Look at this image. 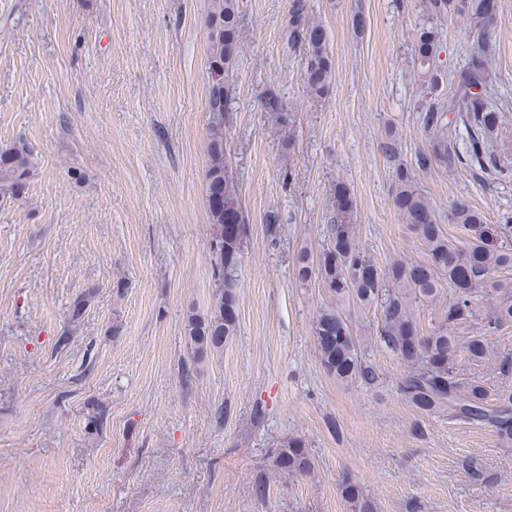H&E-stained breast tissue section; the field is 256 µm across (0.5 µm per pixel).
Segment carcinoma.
<instances>
[{"label":"carcinoma","mask_w":512,"mask_h":512,"mask_svg":"<svg viewBox=\"0 0 512 512\" xmlns=\"http://www.w3.org/2000/svg\"><path fill=\"white\" fill-rule=\"evenodd\" d=\"M490 0H422L423 11L433 19L455 10L468 18L478 47L465 65L448 77L452 95L448 102L432 101L424 109L422 123L432 148L416 155L412 168L399 163L395 168L393 204L405 223L422 242L426 258L422 262L397 260L385 270L360 248L353 227L354 203L349 190L336 184L334 206L336 220L329 226L330 246L319 255L303 248L299 251L295 274L305 283L312 279L326 288L332 305L315 317L313 337L317 360L327 375L349 384H375L378 375L367 364L353 336L346 316V305L355 302L375 305L381 312L377 342L383 344L407 366L398 381L402 398L417 412L433 414L448 411L453 417L494 429L503 443H512V389L492 395L481 384L458 378L457 363L464 356L471 362L491 357L487 337L498 327L512 323V213L504 212L493 230L485 227L484 216L464 197L454 200L448 211V223L475 231L474 239L454 244L448 240L433 213L430 201L420 191L415 173H427L438 164H446L448 150V113H465L468 133L467 161L481 171L490 170L504 179L512 178V167L501 163L485 143L498 129V112L489 98L493 90L488 43L494 14ZM240 0H210L208 66L223 64L224 81L209 86L206 109L212 119L206 170L207 198L220 201L209 208L214 239L211 243L215 292L210 313L191 314L187 319L188 339L194 353L202 357L221 353L224 341L237 329L238 269L249 226L237 185L224 155V112L231 96L232 68L239 53L238 25ZM285 38L291 46H306L309 59L306 89L311 98L322 100L330 93L332 62L326 50L324 29L307 18L306 0H292ZM440 36L437 28H424L414 46V64L421 81L434 90L441 77ZM32 153L25 147L0 150V196L19 197L34 171ZM239 225L234 237L226 234L227 224ZM450 293H444L443 285ZM488 292L496 297L484 316V335L464 341L453 327L474 317L475 294ZM447 301H442L443 295ZM443 302L440 321L431 330L419 328L413 307L420 302ZM279 474L288 477L312 470L305 443L290 438L275 451ZM343 493L352 512H372V506L351 482Z\"/></svg>","instance_id":"obj_1"}]
</instances>
